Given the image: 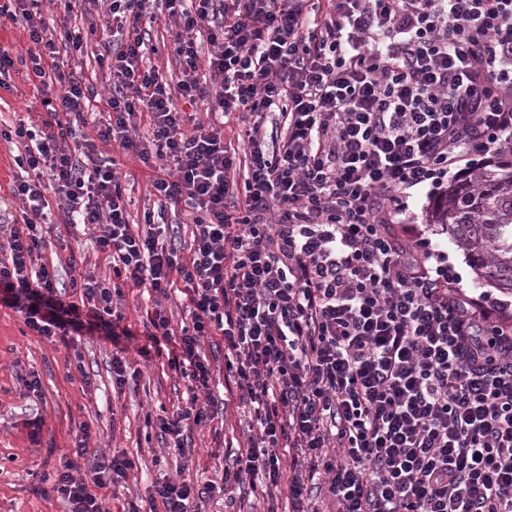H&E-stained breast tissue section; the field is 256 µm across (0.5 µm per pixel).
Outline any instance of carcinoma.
Listing matches in <instances>:
<instances>
[{"label":"carcinoma","instance_id":"obj_1","mask_svg":"<svg viewBox=\"0 0 512 512\" xmlns=\"http://www.w3.org/2000/svg\"><path fill=\"white\" fill-rule=\"evenodd\" d=\"M484 279L512 291V162L454 184L435 211Z\"/></svg>","mask_w":512,"mask_h":512}]
</instances>
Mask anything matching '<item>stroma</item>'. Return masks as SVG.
<instances>
[{"label":"stroma","mask_w":512,"mask_h":512,"mask_svg":"<svg viewBox=\"0 0 512 512\" xmlns=\"http://www.w3.org/2000/svg\"><path fill=\"white\" fill-rule=\"evenodd\" d=\"M171 27L164 19L151 30V42L158 48L151 63L174 87L181 74L169 48ZM95 55L96 44L91 41L65 59L69 68L81 72L98 91L83 129L90 137L107 118L112 91L109 73ZM42 96V89L28 80L23 67L11 71L8 88H0V130L25 118L39 106ZM98 149L104 157L115 159L130 200V220L142 223L144 210L156 200L147 169L118 143H102ZM23 150L22 144L0 137V220L8 224L22 218V205L12 197L11 188L21 175L15 158ZM408 204L401 222L390 225L392 235L402 241L428 238L445 251L449 267L468 295L487 291L512 304L511 293L490 289L479 281L467 252L441 225L430 223L433 200L426 188L412 190ZM50 220L42 261L57 268L60 284H69L78 272L100 278L109 275V263L96 248L94 231L65 226L56 212ZM154 298L150 289L122 286L113 305L121 312L127 333L115 339L94 332L48 340L29 330L22 314L0 305V512H69L67 501L53 489L54 477L66 467L74 476H82L86 461L74 453L82 444L95 449L103 461L116 455L133 462L125 483L102 490L104 512H124L130 505L150 512L156 484L187 481L201 485L219 479L230 456L247 446L253 433L250 419L234 401L233 380L224 370V346L216 337L201 341L200 353L210 363L211 382L209 390L199 394L174 366L168 349L140 355L147 342L146 312ZM116 349L137 373L135 383L121 389L113 386L110 369ZM34 378L40 382L36 394L26 387ZM194 395L210 403L218 414L212 421L191 427L186 448L179 450L162 436L160 420L185 407ZM232 494L241 512H268L272 507L278 512L289 510L286 489L270 497L255 488L250 477L233 486Z\"/></svg>","instance_id":"obj_1"}]
</instances>
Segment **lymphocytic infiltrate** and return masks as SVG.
<instances>
[{
  "mask_svg": "<svg viewBox=\"0 0 512 512\" xmlns=\"http://www.w3.org/2000/svg\"><path fill=\"white\" fill-rule=\"evenodd\" d=\"M109 0L100 26L53 32L38 0H0V19L23 18L37 52L0 47V78L22 66L42 87L46 116L13 129L29 178L12 194L31 216L12 226L0 258V302L37 335H115L122 320L112 281L166 294L182 282L192 325L173 332L162 307L147 316L151 348L177 336L196 389L211 370L202 338L220 333L236 398L257 426L220 483L164 482L163 512H192L199 494L260 476L286 486L292 512H316L322 485L336 512H512V319L467 295L445 254L427 239L388 231L411 189L441 197L449 172L465 178L512 143V0ZM177 19L172 45L190 104L234 117L249 141L248 176L230 189L236 162L218 132L174 104L145 66L148 30ZM215 51L201 61L195 31ZM122 34V48L113 37ZM98 37L112 77L110 113L96 139H78L92 84L60 63ZM147 113L152 136L131 134ZM287 129L268 139L265 123ZM119 143L152 169L163 205L195 214L190 254L179 258L163 210L133 229L120 176L99 143ZM66 224H104L98 251L112 278L58 285L39 264L48 196ZM77 291L79 301L68 298ZM89 478L61 472L69 512H103L99 490L126 479L131 460L100 461ZM291 468H284V457Z\"/></svg>",
  "mask_w": 512,
  "mask_h": 512,
  "instance_id": "obj_1",
  "label": "lymphocytic infiltrate"
}]
</instances>
